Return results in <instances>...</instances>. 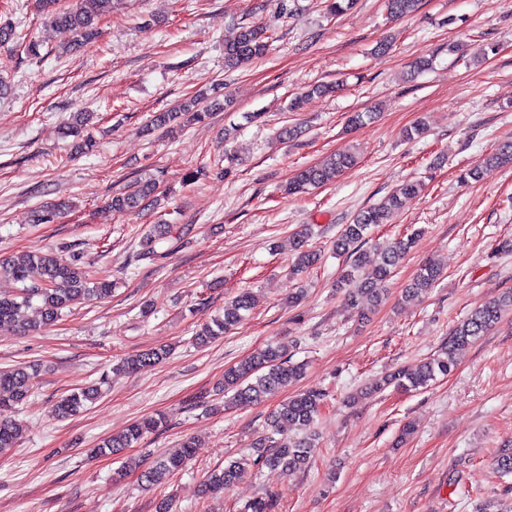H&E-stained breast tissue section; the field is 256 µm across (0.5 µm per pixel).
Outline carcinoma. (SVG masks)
Segmentation results:
<instances>
[{
  "label": "carcinoma",
  "mask_w": 512,
  "mask_h": 512,
  "mask_svg": "<svg viewBox=\"0 0 512 512\" xmlns=\"http://www.w3.org/2000/svg\"><path fill=\"white\" fill-rule=\"evenodd\" d=\"M114 0H75L71 8L59 6V0H42V8L50 16L57 29L66 36L65 48L77 52L83 43L96 37L102 17L112 12ZM387 11L392 17H405L415 13L420 0H387ZM274 38L260 25L242 26L236 37L224 44V67L237 68L267 55ZM339 89V85L321 83L311 86L304 94L291 100L288 109L297 111L307 96H328ZM205 95L200 94L174 111L154 112L143 127L150 134L157 129L174 128L181 124L202 123L210 115V107L203 105ZM92 119L87 112H73L67 130L77 138L75 149L90 152L95 143L82 135ZM356 164L352 154H335L324 162L300 170L288 183L287 192L297 195L312 188L333 182ZM512 164V141H506L471 168L466 176L478 180L491 169ZM159 179L149 177L135 181L127 190L112 194L110 206L121 213L137 212L148 202L157 201ZM420 184L406 181L383 202L359 211L352 223L345 224L336 238V254L345 257V267L336 281V290L345 292V304L356 309L362 301L379 303L384 297V284L393 276L396 268L415 243V237L400 238L381 248L373 264H368L365 246L369 243L371 228L383 224L391 211L402 204V199L416 195ZM66 202L50 203L33 212L35 224H54L64 210ZM313 234L312 226L303 224L291 234L289 247L294 261L291 273L299 275L317 261L316 253L308 249ZM157 235L149 231L143 236V251L137 253L140 260H155L161 253L155 248ZM363 274L361 286L345 291L346 285L358 274ZM442 275L440 265L429 261L417 271L406 296L414 298L428 292ZM6 277L21 287L12 292L0 291V335H26L39 326L20 319L23 309L37 306L41 324H54L62 311L80 300L104 299L112 294V281L107 277L90 279L73 259L63 261L52 252L35 251L22 259H0V278ZM256 294L249 288L238 292L224 307V315L215 316L199 325L194 334L195 344L205 346L219 339L224 333L240 323L255 307ZM512 313V292L508 291L484 303L461 319L451 329L448 341L433 355L419 363L388 372L371 380L361 391L372 396L389 387L397 390H417L429 385L437 377L447 376L454 365L457 353L469 348L480 337L500 324ZM170 355V349L159 346L144 350L121 361L118 369L127 373L147 371L162 363ZM305 364L290 359L282 345H268L248 358L224 371V406L245 407L263 402L278 390L298 381ZM37 369L33 365L15 366L0 370V409L13 408L24 403L31 395ZM101 396V386L94 383L78 388L57 400L53 415L62 420L78 414L88 404ZM327 394L320 389L299 392L279 404L270 414V426L297 430L300 436L277 440L265 436L253 443L261 452L253 459L233 458L224 463V468L210 472L200 485V495L212 497L240 480L249 471L263 468L296 472L307 469L314 458L316 438L311 426L325 404ZM162 425V419L147 416L132 423L125 432L102 440L94 454L107 456L130 447L146 434ZM19 435V426L13 420L0 419V453L14 447ZM195 442L185 439L179 449L155 459L139 473V480L148 486H157L179 473L194 456ZM499 474H512V448L500 449L493 461ZM275 496L255 498L243 506L242 512H274Z\"/></svg>",
  "instance_id": "carcinoma-1"
}]
</instances>
